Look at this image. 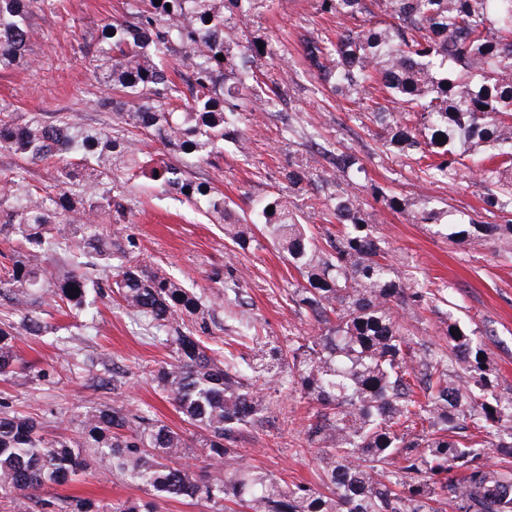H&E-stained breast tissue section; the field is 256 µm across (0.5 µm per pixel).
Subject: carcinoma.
Returning a JSON list of instances; mask_svg holds the SVG:
<instances>
[{
  "mask_svg": "<svg viewBox=\"0 0 512 512\" xmlns=\"http://www.w3.org/2000/svg\"><path fill=\"white\" fill-rule=\"evenodd\" d=\"M266 3L123 0L122 15L98 29L92 56L94 73L112 89L108 106L121 138L106 126L85 128L72 112L19 125L0 104V149L31 164L54 162L59 187L42 194L15 176L0 186V240L20 241L0 252V297L22 311L44 288L72 309L89 308L93 287L71 259L78 249L110 259L112 236L89 217L123 211L126 192L144 178L224 225V237L243 250L259 245L255 229L263 225L302 277L293 301L317 333L294 337L286 350L248 333L246 351L220 355L197 333L209 310L193 289L161 267L116 266L113 292L173 348L155 379L182 421L201 430L202 465L180 462L192 447L182 430L118 404L87 413L77 440L0 410V503L105 466L148 491L110 512H160L161 503L181 498L203 500L212 512H236L233 504L245 512H438V504L512 512V392L491 378L477 331L453 315L443 330L448 353L433 356L409 339L398 310L420 309L430 296L389 259L388 240L351 191L362 159L340 152L322 176L314 153L288 165V188L316 187L339 225L322 243L289 197L258 198L238 217L224 193L191 170L219 167L226 143L247 158L246 101L268 112L285 95L281 76L257 66L269 41L247 26V10ZM48 4L0 0V70L27 61L30 15ZM319 10L348 25L334 42L301 37L309 73L332 95L355 98L382 146L426 176L448 182L477 172L498 222L460 211L455 235L512 244V0H319ZM373 89L400 111L374 100ZM145 137L160 142L168 159L145 155ZM371 195L394 213L406 211L380 186ZM208 278L221 287L214 300L230 290L245 308L223 271ZM17 339L14 325L0 322V377L15 373ZM266 385L297 390L313 406L307 435L318 448V484H286L230 448L242 429L269 422ZM467 421L497 438L503 466L486 464L482 443L453 436ZM451 470L460 479H448Z\"/></svg>",
  "mask_w": 512,
  "mask_h": 512,
  "instance_id": "cac0c4a2",
  "label": "carcinoma"
}]
</instances>
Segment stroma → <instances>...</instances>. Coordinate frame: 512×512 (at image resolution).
Masks as SVG:
<instances>
[{"mask_svg":"<svg viewBox=\"0 0 512 512\" xmlns=\"http://www.w3.org/2000/svg\"><path fill=\"white\" fill-rule=\"evenodd\" d=\"M122 0H54L31 17L34 36L28 62L0 72V101L19 116L48 119L57 112L80 113L83 122L98 128L110 124L111 112L102 101L109 92L95 79L90 59L98 25L112 21ZM249 29L268 39L272 54L264 69L287 72L288 86L282 114L248 107V159L225 148L220 168L200 165L199 172L241 209L251 199L274 193L290 194L311 218L310 231L323 237L332 226L320 215L318 195L312 188L289 190L283 177L292 161L315 150L357 152L366 176L354 192L372 213L377 230L391 243L395 260L430 291H443L447 304L426 306L401 315L414 339L435 349H447L442 328L446 311L468 329L478 331L485 358L501 389L512 390V248L486 241L471 248L452 242L448 225L419 224L414 215L423 207L448 211L482 210L476 173L464 172L461 182L441 183L426 178L405 157L386 152L375 135L367 113L355 105L329 98L307 71L299 43L305 31L335 38V19L322 15L318 0H271L268 8L251 18ZM379 185L409 203L406 213L381 208L369 190ZM116 237L130 260L170 270L202 294L214 288L207 278L212 268L231 271L243 290L248 316L262 335L287 343L315 328L297 311L290 294L299 273L271 243L240 249L225 240L220 225L204 213L183 204L179 196L161 193L151 183L138 181L128 199V210L114 225ZM51 331L42 337L23 332V313L0 300V321L20 329L19 355L46 370L47 379L25 373L0 378V404L7 411L33 416L51 433L79 436L84 415L100 405L120 403L148 412L170 426L182 420L159 390L152 376L161 362L170 360L171 348L163 339L144 331L122 307L109 287H102L87 312H61L50 298L33 308ZM204 341L212 348L237 336L243 326L234 304L212 308ZM116 378L118 388H98L96 378ZM310 406L298 393L275 396L273 420L263 428L238 434L235 446L250 465L288 483L310 484L317 473V451L306 442ZM59 512H70L74 497L106 507L126 498L145 497L144 488L116 479L104 467L81 475L77 481L44 490Z\"/></svg>","mask_w":512,"mask_h":512,"instance_id":"35a3bbf8","label":"stroma"}]
</instances>
